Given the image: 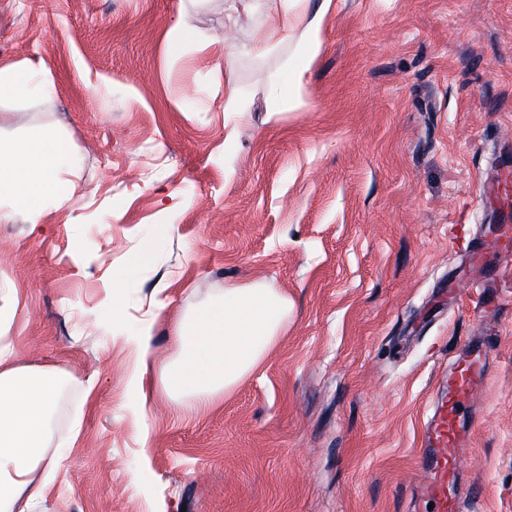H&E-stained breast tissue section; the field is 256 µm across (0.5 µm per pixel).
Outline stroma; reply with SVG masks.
I'll list each match as a JSON object with an SVG mask.
<instances>
[{"label":"stroma","mask_w":512,"mask_h":512,"mask_svg":"<svg viewBox=\"0 0 512 512\" xmlns=\"http://www.w3.org/2000/svg\"><path fill=\"white\" fill-rule=\"evenodd\" d=\"M282 0H0V138L52 131L72 163L37 224L0 208V347L64 377L33 512H415L422 422L466 339L493 344L469 427L468 512H512V311L443 284L512 158V0H333L301 94ZM199 100L195 109L185 97ZM238 109H224L227 99ZM288 329L219 407L164 394L142 450L127 335L236 286ZM35 90L27 72L19 68L0 69V95L6 93L12 98H25Z\"/></svg>","instance_id":"stroma-1"}]
</instances>
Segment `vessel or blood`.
Masks as SVG:
<instances>
[{
	"label": "vessel or blood",
	"instance_id": "b4317fda",
	"mask_svg": "<svg viewBox=\"0 0 512 512\" xmlns=\"http://www.w3.org/2000/svg\"><path fill=\"white\" fill-rule=\"evenodd\" d=\"M512 251V225H498L494 232L474 239L469 261L476 273L451 281L460 298L494 313L512 305V274L498 264V256ZM465 356L455 359L448 370V387L433 406L416 457L413 491L433 503L432 512H464L454 485L469 468V451L460 435L463 425H473L478 415L470 404L488 376L491 349L487 341L472 340Z\"/></svg>",
	"mask_w": 512,
	"mask_h": 512
}]
</instances>
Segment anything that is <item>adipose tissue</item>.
<instances>
[{"instance_id": "obj_1", "label": "adipose tissue", "mask_w": 512, "mask_h": 512, "mask_svg": "<svg viewBox=\"0 0 512 512\" xmlns=\"http://www.w3.org/2000/svg\"><path fill=\"white\" fill-rule=\"evenodd\" d=\"M0 201L12 211L37 220L43 199L63 205L58 175L68 155L65 145L46 132L21 143L0 141ZM288 324V298L275 288L225 289L219 300L200 309L191 321L178 322L173 353L157 359L153 327L146 324L129 340L135 359L131 390L142 446H149L150 395L146 374H154L168 400L186 412L206 410L223 399L259 364ZM64 383L53 369L7 367L0 370V512H29L43 498L47 480L37 479L40 465L58 469L60 460L45 456L46 421Z\"/></svg>"}]
</instances>
